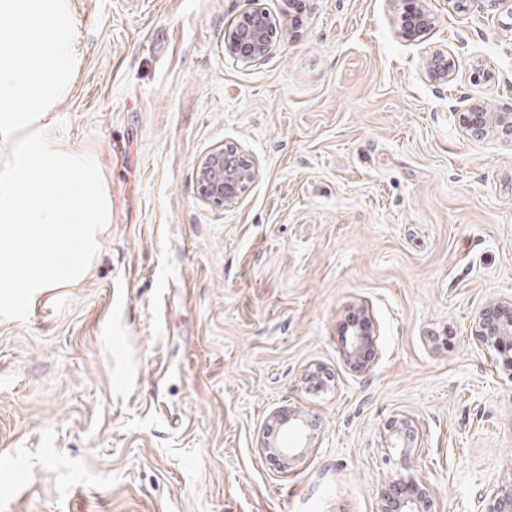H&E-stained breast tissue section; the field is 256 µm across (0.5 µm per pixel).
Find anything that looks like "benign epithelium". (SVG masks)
I'll return each mask as SVG.
<instances>
[{
  "label": "benign epithelium",
  "instance_id": "1",
  "mask_svg": "<svg viewBox=\"0 0 512 512\" xmlns=\"http://www.w3.org/2000/svg\"><path fill=\"white\" fill-rule=\"evenodd\" d=\"M243 25L228 33L224 41L227 52L244 60L256 61L269 50L274 26L270 15L260 6L243 14ZM433 24V18L416 8L407 16V26L412 31H423ZM488 113L482 106H475L459 114V122L468 133H484ZM256 168L234 146L219 144L212 148L197 164L195 170L199 199L216 208L236 204L246 186L254 179ZM361 322L343 332L342 361L351 372L367 375L376 360V334L365 309H359ZM479 337L481 344L504 353L512 348V300L497 301L480 310ZM308 384L317 389L328 385L326 370L316 365L307 373ZM272 422L283 432L293 431V444L278 442L271 435L263 437L260 448L270 459L285 466L312 451L311 442L317 424L296 409L277 410ZM422 431L414 418L400 415L388 425L386 448L406 456L421 446ZM378 512H436L429 490L413 480L396 477L385 483L379 494ZM487 512H512V488L494 495Z\"/></svg>",
  "mask_w": 512,
  "mask_h": 512
}]
</instances>
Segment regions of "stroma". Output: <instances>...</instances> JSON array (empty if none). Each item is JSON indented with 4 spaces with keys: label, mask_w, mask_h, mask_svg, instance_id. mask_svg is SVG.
I'll return each mask as SVG.
<instances>
[{
    "label": "stroma",
    "mask_w": 512,
    "mask_h": 512,
    "mask_svg": "<svg viewBox=\"0 0 512 512\" xmlns=\"http://www.w3.org/2000/svg\"><path fill=\"white\" fill-rule=\"evenodd\" d=\"M416 3L434 23L410 33ZM257 4L285 7L71 0L82 60L52 126L112 222L80 284L0 320V512H377L396 472L484 512L512 485V367L476 336L512 298V129L458 123L512 113V0H299L245 63L224 36ZM223 143L259 173L217 209L194 170ZM361 305L366 375L340 358ZM289 407L320 430L284 470L260 441ZM400 414L423 431L406 458L383 443ZM488 113L479 105L471 108L469 112L459 114V122L470 135L479 136L484 133L487 124Z\"/></svg>",
    "instance_id": "stroma-1"
}]
</instances>
